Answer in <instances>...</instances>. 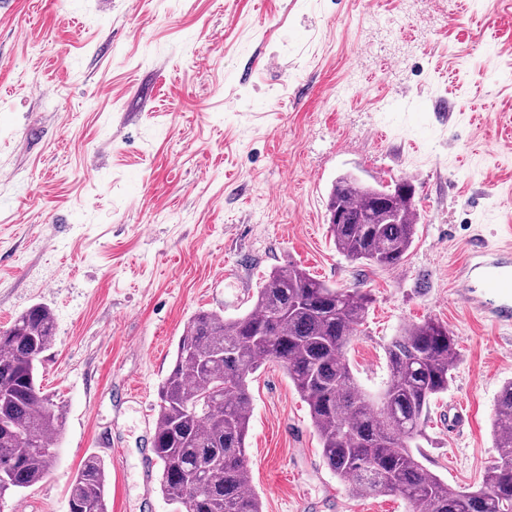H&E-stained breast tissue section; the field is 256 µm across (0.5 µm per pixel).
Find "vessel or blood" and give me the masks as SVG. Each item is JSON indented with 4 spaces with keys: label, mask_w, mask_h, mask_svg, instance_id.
<instances>
[{
    "label": "vessel or blood",
    "mask_w": 512,
    "mask_h": 512,
    "mask_svg": "<svg viewBox=\"0 0 512 512\" xmlns=\"http://www.w3.org/2000/svg\"><path fill=\"white\" fill-rule=\"evenodd\" d=\"M462 300L498 325L512 324V263L474 250L459 276Z\"/></svg>",
    "instance_id": "1"
}]
</instances>
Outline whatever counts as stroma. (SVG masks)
Returning a JSON list of instances; mask_svg holds the SVG:
<instances>
[{"label":"stroma","instance_id":"obj_1","mask_svg":"<svg viewBox=\"0 0 512 512\" xmlns=\"http://www.w3.org/2000/svg\"><path fill=\"white\" fill-rule=\"evenodd\" d=\"M349 171L413 183L399 265L358 266L331 241L327 197ZM505 245L512 0H0V329L51 309L39 378L66 410L51 475L6 512H69L91 456L109 512H173L148 421L183 327L246 312L288 264L369 294L346 350L367 393L400 328L448 326L459 361L419 459L451 487L480 485L512 327L473 314L456 272ZM250 389L263 512H408L327 468L280 363Z\"/></svg>","mask_w":512,"mask_h":512}]
</instances>
